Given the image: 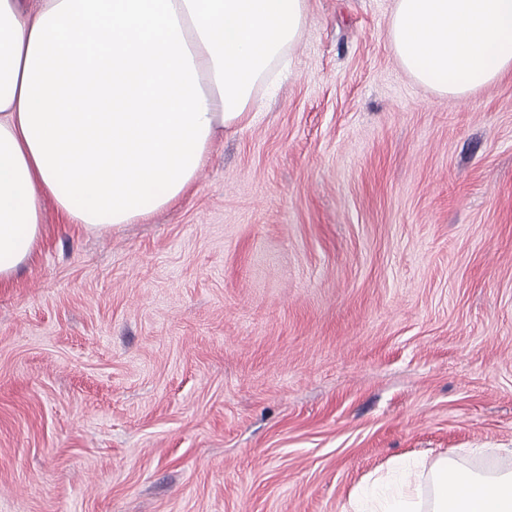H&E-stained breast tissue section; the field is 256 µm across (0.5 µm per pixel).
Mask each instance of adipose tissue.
<instances>
[{
	"instance_id": "obj_1",
	"label": "adipose tissue",
	"mask_w": 512,
	"mask_h": 512,
	"mask_svg": "<svg viewBox=\"0 0 512 512\" xmlns=\"http://www.w3.org/2000/svg\"><path fill=\"white\" fill-rule=\"evenodd\" d=\"M306 2L0 0V283L41 238L44 198L108 232L181 196L253 121ZM387 38L418 84L466 96L512 70V0H396ZM348 512H512V470L401 461Z\"/></svg>"
}]
</instances>
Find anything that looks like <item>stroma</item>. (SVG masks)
I'll list each match as a JSON object with an SVG mask.
<instances>
[{
  "label": "stroma",
  "instance_id": "1",
  "mask_svg": "<svg viewBox=\"0 0 512 512\" xmlns=\"http://www.w3.org/2000/svg\"><path fill=\"white\" fill-rule=\"evenodd\" d=\"M394 9L307 0L262 117L148 220L44 199L0 286V512H343L396 458L512 469V72L434 95Z\"/></svg>",
  "mask_w": 512,
  "mask_h": 512
}]
</instances>
